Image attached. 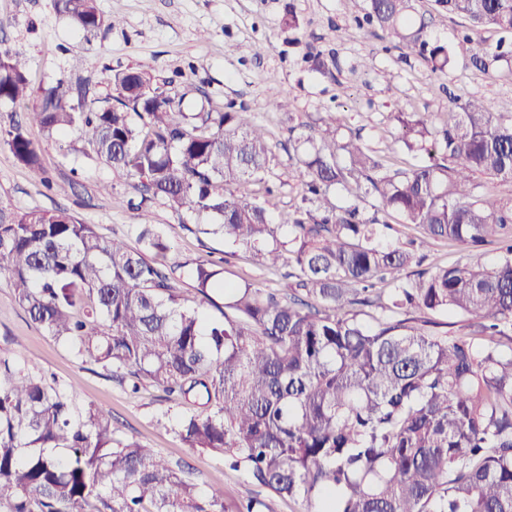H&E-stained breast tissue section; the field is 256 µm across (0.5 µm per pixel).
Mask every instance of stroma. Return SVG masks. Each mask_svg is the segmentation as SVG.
<instances>
[{"label":"stroma","mask_w":512,"mask_h":512,"mask_svg":"<svg viewBox=\"0 0 512 512\" xmlns=\"http://www.w3.org/2000/svg\"><path fill=\"white\" fill-rule=\"evenodd\" d=\"M103 17L121 23L99 38L86 37L55 9L54 0H0V50L21 52L29 61L32 91L61 79L85 84L91 98L113 93L108 77L128 68H142L157 82H169L181 94L182 109L243 107L263 125L278 156L271 179L275 193L270 212L294 203L298 174L283 144L289 127H318L325 113L341 118L340 134L360 133L371 147L395 146L400 128L394 112H431L448 119V98L477 96L496 111L512 113V69L499 62L480 71L472 57L495 46L499 32L474 31L468 43L457 34L463 22L436 10L433 0H415V18L428 24L430 40L448 45L453 64L447 75L431 74L416 56L404 55L372 28L354 30L341 39L351 20L343 0H96ZM263 43L260 57L242 53L241 45ZM319 54L320 70L302 60L305 51ZM289 96L287 110L273 101ZM27 134L40 147L42 172L33 174L0 144V208L12 214L62 208L109 236L137 242L142 213L170 245L167 263L187 307L200 308L210 319L219 308L201 302L195 290L196 260L210 259L224 270V280L261 288H282L281 271L261 266L250 255L224 246L213 236L195 232L197 217L178 219L159 201L137 209L140 195L123 169L98 159L79 131L48 137L39 127ZM23 351L29 369L74 389V405L95 404L110 412L117 437H133L163 456L199 471L206 487L224 492L232 508L256 499L264 512H301L302 501L282 499L230 470L221 456L187 448L163 422L190 412V405L172 401L149 388L130 393L109 374L81 364L70 345L32 324L0 275V354Z\"/></svg>","instance_id":"obj_1"}]
</instances>
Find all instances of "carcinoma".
Listing matches in <instances>:
<instances>
[{
	"label": "carcinoma",
	"mask_w": 512,
	"mask_h": 512,
	"mask_svg": "<svg viewBox=\"0 0 512 512\" xmlns=\"http://www.w3.org/2000/svg\"><path fill=\"white\" fill-rule=\"evenodd\" d=\"M362 28L382 32L431 72L452 63L448 46L414 26L412 0H346ZM472 28L512 35V0H435ZM88 36L120 19L95 0H56ZM511 62L502 45L473 58ZM114 94L77 111L86 92L62 80L42 90L26 122L48 135L78 128L96 156L138 179L142 199L178 218L209 217L202 232L249 251L270 269L291 267L287 288L226 285L195 263L201 302L224 297V319L181 305L169 245L149 215L139 249L63 209L0 208V271L28 318L69 342L132 391L147 383L196 407L171 423L189 448L306 512H512V198L481 189L478 174L512 182V113L480 98L449 101L455 119L397 112L402 142L424 159L386 171L385 155L355 133L289 129L298 200L277 217L264 194L279 165L265 128L245 108L183 112L167 83L140 68L112 75ZM30 96L27 60L0 51V101ZM19 163L40 172L20 123L0 132ZM353 200L342 206L333 191ZM371 197L372 214L364 203ZM397 214L424 238L448 240L465 262L407 272L414 254L378 242ZM501 244L497 263L476 248ZM386 281L389 288L374 290ZM435 315L462 318L458 335ZM74 391L0 355V512H224V495L133 438L115 437L112 415L74 414Z\"/></svg>",
	"instance_id": "obj_1"
}]
</instances>
